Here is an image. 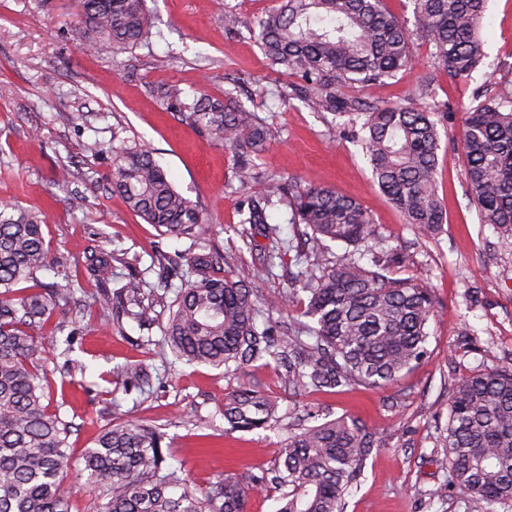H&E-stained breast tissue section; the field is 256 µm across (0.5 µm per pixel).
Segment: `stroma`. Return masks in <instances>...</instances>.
<instances>
[{
    "instance_id": "obj_1",
    "label": "stroma",
    "mask_w": 512,
    "mask_h": 512,
    "mask_svg": "<svg viewBox=\"0 0 512 512\" xmlns=\"http://www.w3.org/2000/svg\"><path fill=\"white\" fill-rule=\"evenodd\" d=\"M276 0H146L152 35L132 51L84 52L78 47L71 0H0V204H14L46 220L45 238L61 274L45 272L43 284L76 278L73 292L52 318L45 402L74 423L68 439L72 464L64 486L71 512H97L100 501L86 491L81 455L112 420L132 419L162 428L168 464L184 469L189 483L205 486L248 469L274 468L289 426L307 411L345 415L375 433L379 446L366 461L345 512H475L465 496L448 487L439 466L448 424V397L463 376L483 368H512V240L497 238L481 223L452 138L475 88L512 79V0H489L481 29L484 58L470 80L439 78L440 100L450 107L441 140L437 185L447 222L424 236L406 224L374 181L359 145L343 136L330 113L300 100L282 104L275 76L250 32L257 16ZM242 21L237 34L224 28V9ZM399 81L365 87L370 102L409 104L410 89L432 76L427 49ZM244 83L229 88L227 80ZM179 85L186 93L223 98L232 89L276 134L259 161L262 170L296 178L301 185L330 187L360 203L375 223L382 249L396 250L395 278L427 284L435 298L426 357L397 384L357 386L340 392L290 394L273 364L231 373L178 361L164 343L168 307L181 286L162 278L173 264H186L197 247L168 238L130 211L113 192L112 148L125 143L150 149L174 186L194 202L209 224L206 243L236 254L234 279L252 288L259 323L284 331L298 321V303L285 297L302 264L288 215L272 211L283 244L273 275L262 269L267 241L244 244L240 193L232 177L237 161L222 144L167 111L159 91ZM68 168L66 185L56 173ZM112 254V286L130 274L146 283L144 304L154 320L139 324L125 308L101 309L86 257ZM473 336H466V329ZM77 360L84 368L71 372ZM143 366L135 384L115 382L113 366ZM251 385L277 399L284 420L253 432H227L224 395Z\"/></svg>"
}]
</instances>
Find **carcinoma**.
Listing matches in <instances>:
<instances>
[{
    "label": "carcinoma",
    "mask_w": 512,
    "mask_h": 512,
    "mask_svg": "<svg viewBox=\"0 0 512 512\" xmlns=\"http://www.w3.org/2000/svg\"><path fill=\"white\" fill-rule=\"evenodd\" d=\"M414 24L390 12L385 0H279L252 24L268 69L291 81L276 85L316 112L348 117L374 179L406 223L429 234L446 221L438 194L441 114L435 79L411 91L413 105L371 103L342 96L384 84L411 70L413 45L428 47L433 71L448 81L471 76L482 63L480 31L487 0H411ZM76 31L84 50L112 47L118 54L151 36L145 0H76ZM167 108L207 132L237 156L235 178L244 191L241 223L259 227L271 241L263 264L272 273L279 225L267 210L285 208L301 236L353 245L332 263L306 260L298 281L306 294L301 316L313 321L274 335L257 325L250 289L224 274L236 256L202 248L182 274L164 335L172 353L190 363L240 369L263 361L283 368L288 391H339L356 385L395 383L427 355L434 316L431 290L390 276L395 253L361 263L359 248L375 239L373 221L355 200L336 190L281 180L267 193H248L264 178L256 164L273 130L231 93L187 97L177 85L162 89ZM112 190L146 223L167 236L194 242L209 230L202 213L177 191L147 149L114 147ZM460 157L481 220L498 237L512 239V83L477 87L460 134ZM87 267L100 288L98 303L112 305V255L93 253ZM54 268L44 220L0 205V512H69L63 487L73 424L44 403V332L73 282L39 287L37 273ZM22 282L31 286L19 287ZM119 297L138 308L135 319L154 321L142 303L143 281L131 275ZM229 430L251 432L279 421V404L246 386L224 396ZM447 436L440 465L448 485L483 512L512 501V369L479 370L463 379L448 403ZM164 434L133 420L104 429L85 450L88 484L98 489L99 512H244L249 495L273 483L284 490L277 512H343L374 448V434L343 416L288 434L273 477L247 471L206 488L191 486L176 470H163Z\"/></svg>",
    "instance_id": "1"
}]
</instances>
